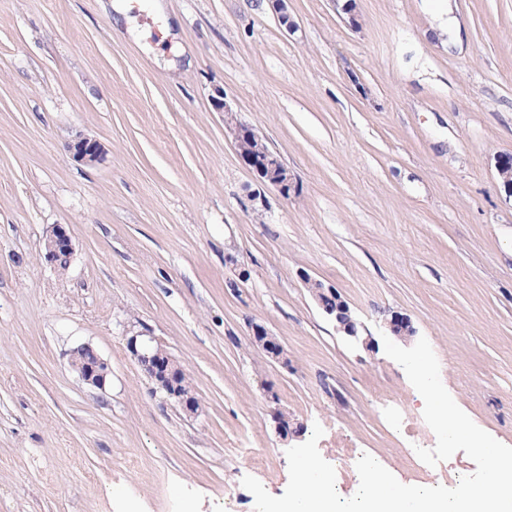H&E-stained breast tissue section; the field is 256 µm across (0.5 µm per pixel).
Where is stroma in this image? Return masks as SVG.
Returning <instances> with one entry per match:
<instances>
[{"instance_id": "35a3bbf8", "label": "stroma", "mask_w": 512, "mask_h": 512, "mask_svg": "<svg viewBox=\"0 0 512 512\" xmlns=\"http://www.w3.org/2000/svg\"><path fill=\"white\" fill-rule=\"evenodd\" d=\"M446 0H0V512H255L288 445L267 392L324 434L336 490L370 454L401 483L431 467L424 401L383 338H426L443 385L512 447V0H447L461 44L429 34ZM223 90L294 177L282 197L240 160ZM98 140L104 158L68 145ZM63 225L58 272L42 238ZM335 288L375 340L337 333L308 292ZM264 326L281 365L249 339ZM150 329L190 377L163 401L126 349ZM111 370L85 384L70 350ZM68 152L72 158L86 165H94L103 160V146L92 138L80 137L69 143ZM69 365L87 384L102 388L110 374L108 364L89 344H81L69 352Z\"/></svg>"}]
</instances>
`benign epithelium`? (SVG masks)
Returning a JSON list of instances; mask_svg holds the SVG:
<instances>
[{
  "mask_svg": "<svg viewBox=\"0 0 512 512\" xmlns=\"http://www.w3.org/2000/svg\"><path fill=\"white\" fill-rule=\"evenodd\" d=\"M216 111L224 113V123L234 139L235 146H240L245 140L255 142L252 152H239L243 162L249 166L265 182L277 188L283 197H288L294 188L293 175L283 160L274 156L275 150L266 138L260 135L249 124L239 120L232 106L222 92L212 97ZM68 152L72 158L86 165H94L103 160V146L92 138L80 137L69 143ZM44 258L53 267H58L61 255L72 258L74 248L64 227L54 225L43 238ZM305 286L311 289V294L322 311L336 322V331L350 340L370 348L374 344L373 337L365 326L354 318L342 320L336 312L323 306L321 296L335 293V289L324 287L316 279L305 278ZM251 339L261 346L268 357L278 363H286L284 351L274 336L261 325L252 327ZM126 347L137 362L144 375L149 378L159 391L173 400L185 413L194 415L198 411V402L193 393L182 390L175 380L184 375L182 367L169 356L162 342L148 331H139L127 337ZM69 365L87 384L102 388L110 374L108 364L99 353L89 344H81L69 352ZM275 431L278 436L287 441L298 437L303 432V425L288 418V413L276 409L272 414Z\"/></svg>",
  "mask_w": 512,
  "mask_h": 512,
  "instance_id": "1",
  "label": "benign epithelium"
}]
</instances>
